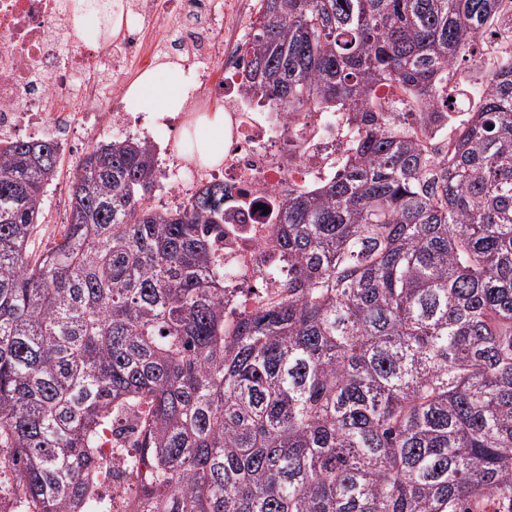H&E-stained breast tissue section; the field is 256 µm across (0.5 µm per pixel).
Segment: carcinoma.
I'll return each mask as SVG.
<instances>
[{
  "label": "carcinoma",
  "mask_w": 512,
  "mask_h": 512,
  "mask_svg": "<svg viewBox=\"0 0 512 512\" xmlns=\"http://www.w3.org/2000/svg\"><path fill=\"white\" fill-rule=\"evenodd\" d=\"M502 0H259L241 92L344 121L348 154L265 196L283 266L224 287V182L152 200L146 138L73 173L0 151V476L16 512H105L99 430L138 418L135 512H512V49ZM391 94L382 97L381 88ZM493 129H488V126Z\"/></svg>",
  "instance_id": "carcinoma-1"
}]
</instances>
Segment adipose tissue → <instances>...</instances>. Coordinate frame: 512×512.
Listing matches in <instances>:
<instances>
[{"label":"adipose tissue","instance_id":"1","mask_svg":"<svg viewBox=\"0 0 512 512\" xmlns=\"http://www.w3.org/2000/svg\"><path fill=\"white\" fill-rule=\"evenodd\" d=\"M164 70L168 77L163 81L152 70L139 77L124 99L126 111L162 115L181 110L193 86V75L171 64L165 65ZM192 139L201 163L215 166L223 162V111L200 115L195 121Z\"/></svg>","mask_w":512,"mask_h":512}]
</instances>
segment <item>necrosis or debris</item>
<instances>
[{
    "instance_id": "obj_1",
    "label": "necrosis or debris",
    "mask_w": 512,
    "mask_h": 512,
    "mask_svg": "<svg viewBox=\"0 0 512 512\" xmlns=\"http://www.w3.org/2000/svg\"><path fill=\"white\" fill-rule=\"evenodd\" d=\"M216 4L217 0H134L122 38L111 39L104 30L91 34L94 47L89 50L72 43L76 0H0V148L25 130L30 138L51 141L60 152L72 154L82 137L130 124L132 117L121 106L130 80L120 64L142 53L145 24L181 19L182 41L196 44L204 39L205 27L223 28L224 14ZM240 45L237 34L228 33L215 47L213 55L224 73L220 79L209 68L199 67L194 54L178 60L183 69L198 74L199 86L187 107L213 97L224 100V161L214 169L191 167L189 182H173L170 192L179 201L186 189L223 180L237 202L241 221L238 233L224 237V267L234 272L236 281L251 282L256 280L257 269L277 260L265 241L267 219L253 207L256 198L281 199L303 181L326 178L330 160L344 157L348 142L335 121L320 112H305L299 118L304 151L290 153L284 146L287 118L249 109L237 92L224 86L225 79L238 82L244 77ZM94 70L112 75L109 94H102L91 78ZM65 95L83 109L82 126H75L74 113L55 111L56 100ZM103 96L112 102V109L92 111V104ZM98 456L102 469L93 497L106 499L111 512H130L134 494L115 486L112 473L119 469L129 481H136L137 471L130 465L133 450L113 447L112 433L107 430L100 438Z\"/></svg>"
}]
</instances>
